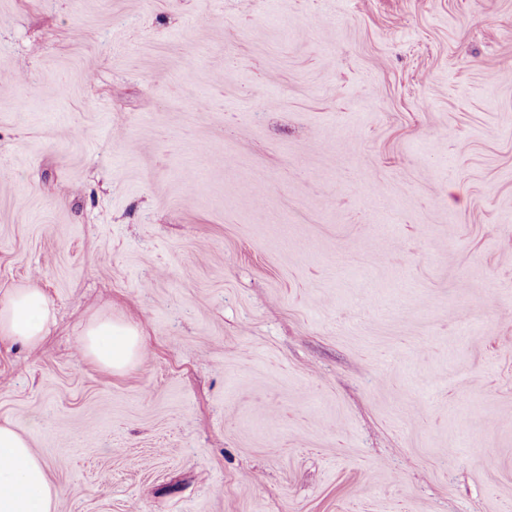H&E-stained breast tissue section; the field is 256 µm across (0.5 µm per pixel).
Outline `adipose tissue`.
Listing matches in <instances>:
<instances>
[{
  "instance_id": "obj_1",
  "label": "adipose tissue",
  "mask_w": 512,
  "mask_h": 512,
  "mask_svg": "<svg viewBox=\"0 0 512 512\" xmlns=\"http://www.w3.org/2000/svg\"><path fill=\"white\" fill-rule=\"evenodd\" d=\"M54 319L40 288L16 286L0 304V339L37 348ZM82 345L89 358L111 372L132 369L142 358L136 328L109 316L88 321ZM48 470L14 424H0V512H53L58 492Z\"/></svg>"
}]
</instances>
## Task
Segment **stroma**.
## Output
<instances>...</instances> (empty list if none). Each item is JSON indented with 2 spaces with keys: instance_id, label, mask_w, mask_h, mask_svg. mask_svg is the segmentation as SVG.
I'll list each match as a JSON object with an SVG mask.
<instances>
[{
  "instance_id": "1",
  "label": "stroma",
  "mask_w": 512,
  "mask_h": 512,
  "mask_svg": "<svg viewBox=\"0 0 512 512\" xmlns=\"http://www.w3.org/2000/svg\"><path fill=\"white\" fill-rule=\"evenodd\" d=\"M22 283L55 512H512V0H0ZM137 329L119 319L98 316L90 319L83 331L85 354L101 368L124 372L142 358Z\"/></svg>"
}]
</instances>
